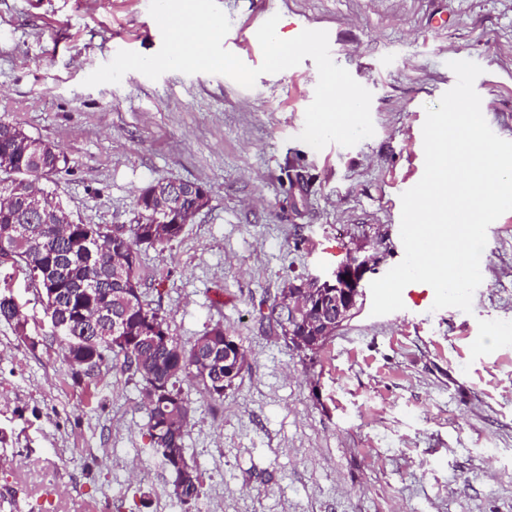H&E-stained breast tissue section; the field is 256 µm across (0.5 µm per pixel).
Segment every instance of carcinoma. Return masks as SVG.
Returning a JSON list of instances; mask_svg holds the SVG:
<instances>
[{
    "label": "carcinoma",
    "instance_id": "carcinoma-1",
    "mask_svg": "<svg viewBox=\"0 0 512 512\" xmlns=\"http://www.w3.org/2000/svg\"><path fill=\"white\" fill-rule=\"evenodd\" d=\"M66 164L57 146L27 134L19 126L0 119V194L10 172L19 166L29 170L37 180H50L60 166ZM173 198L177 209L187 210L197 203L198 184L170 181L149 184ZM45 214L31 218L21 203L3 211L0 224L14 223L30 230V236L18 243L0 246L11 264H24L37 296L55 293L59 309L51 321L52 337L59 342L63 357L71 366L74 382L91 378L107 359L121 362V368L141 377L144 391L163 388V396L148 404V434L171 483L181 482L183 489L175 497L185 505L200 495L202 476L197 469L184 476L178 463L185 459L183 438L190 423L191 408L179 386L184 376L196 383L205 394L216 399L224 395L247 364V355L234 337L217 323L196 337L189 345L179 344L171 334V326L161 304L144 300L139 274L141 246L163 248L176 240L184 225H171L166 239L151 242L148 238L149 218L142 216L134 224L108 228L103 224L83 225L79 242L58 239L53 224L55 211L64 208L61 200L46 192ZM288 294L281 289L277 298L261 312L269 330L293 344L304 339L303 352L316 354L328 335L324 325L327 313L312 309L306 327L288 323V314L280 299ZM0 319L14 325L16 334L31 351L43 345V339L28 331V317L15 300H7L0 292ZM122 329L124 341L112 338L114 326ZM163 327L165 334L149 336L153 326ZM100 335L103 343L96 349L79 346V337Z\"/></svg>",
    "mask_w": 512,
    "mask_h": 512
}]
</instances>
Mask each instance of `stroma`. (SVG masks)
I'll return each instance as SVG.
<instances>
[{
	"label": "stroma",
	"instance_id": "stroma-1",
	"mask_svg": "<svg viewBox=\"0 0 512 512\" xmlns=\"http://www.w3.org/2000/svg\"><path fill=\"white\" fill-rule=\"evenodd\" d=\"M223 46L262 62L271 16L291 39L324 30L331 57L372 94V137L314 150L298 135L312 59L258 78L137 71L84 79L121 50L162 44L149 0H0V119L68 157L51 188L85 224L138 217L141 189L198 183L209 203L165 249L142 251L148 299L181 344L223 324L248 365L212 401L179 385L192 417L187 460L203 474L185 509L152 449L139 378L104 364L74 384L26 271L0 291L28 315L37 351L0 322V512H512V211L487 230L471 312L355 315L316 356L259 322L288 280L329 276L356 250L363 282L404 257L401 194L424 173L422 127L470 60L482 112L512 141V0H218Z\"/></svg>",
	"mask_w": 512,
	"mask_h": 512
}]
</instances>
